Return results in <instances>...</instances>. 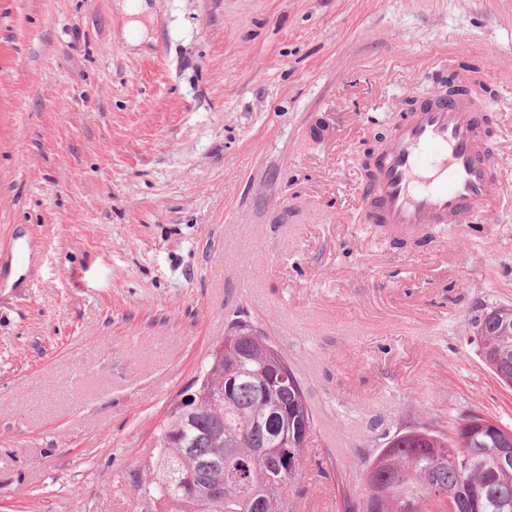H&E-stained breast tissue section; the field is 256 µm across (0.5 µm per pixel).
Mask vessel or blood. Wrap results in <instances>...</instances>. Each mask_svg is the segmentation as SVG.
Here are the masks:
<instances>
[{"label":"vessel or blood","instance_id":"b4317fda","mask_svg":"<svg viewBox=\"0 0 512 512\" xmlns=\"http://www.w3.org/2000/svg\"><path fill=\"white\" fill-rule=\"evenodd\" d=\"M498 186L482 114L466 100L440 102L396 121L366 192V218L400 235L425 224H471ZM35 236L13 238L8 259L25 265Z\"/></svg>","mask_w":512,"mask_h":512}]
</instances>
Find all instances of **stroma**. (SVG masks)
<instances>
[{"instance_id":"obj_1","label":"stroma","mask_w":512,"mask_h":512,"mask_svg":"<svg viewBox=\"0 0 512 512\" xmlns=\"http://www.w3.org/2000/svg\"><path fill=\"white\" fill-rule=\"evenodd\" d=\"M0 0V512H134L154 433L232 321L301 377L296 512H345L386 439L512 427L471 337L512 305V0ZM490 95L478 224L365 218L368 134L459 62ZM334 128L319 142L316 119ZM36 244L37 238L33 235L14 237L8 256L10 265L12 263L14 267L25 265Z\"/></svg>"}]
</instances>
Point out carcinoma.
<instances>
[{"label": "carcinoma", "mask_w": 512, "mask_h": 512, "mask_svg": "<svg viewBox=\"0 0 512 512\" xmlns=\"http://www.w3.org/2000/svg\"><path fill=\"white\" fill-rule=\"evenodd\" d=\"M498 357L485 366L512 387V334L497 317L479 321ZM197 380L195 407L172 412L157 431L151 473L138 483L141 512H293L289 492L304 467L313 412L299 375L267 336L241 333L216 345ZM472 449L461 463L460 443ZM512 454V429L477 415L460 422L454 438L423 429L389 438L368 471L364 501L347 512H409L417 499L456 492L455 512H505L512 506V467L496 466ZM224 498L211 503L216 467Z\"/></svg>", "instance_id": "obj_1"}]
</instances>
